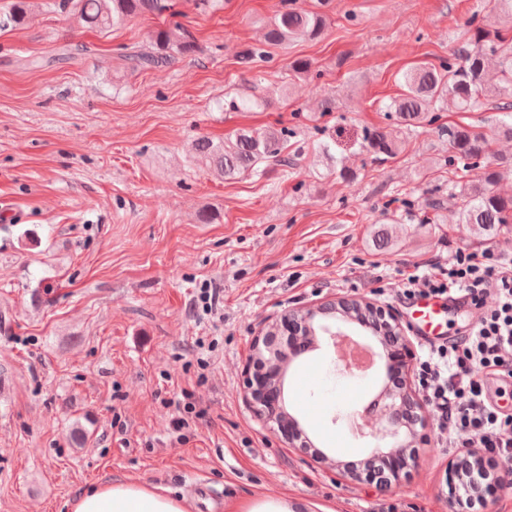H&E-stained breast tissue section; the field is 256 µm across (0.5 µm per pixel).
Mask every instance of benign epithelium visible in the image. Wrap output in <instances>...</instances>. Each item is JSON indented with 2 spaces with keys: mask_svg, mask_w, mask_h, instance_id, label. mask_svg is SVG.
Returning <instances> with one entry per match:
<instances>
[{
  "mask_svg": "<svg viewBox=\"0 0 512 512\" xmlns=\"http://www.w3.org/2000/svg\"><path fill=\"white\" fill-rule=\"evenodd\" d=\"M349 304L364 303L370 309L376 330L391 332L389 336H375L365 346L376 359L382 361L386 375L399 377L395 387L384 386L376 396L372 423L359 431L380 445L370 449L368 461L379 464L380 486L388 491L401 488L409 474L419 465L414 441L407 439V419L413 417L423 423V403L420 400L411 366L410 342L399 316L389 308L365 298H349ZM323 304L293 307L284 310L272 325V330L253 341L252 355L242 390L256 416L289 446L308 449L310 443L300 439L303 434L298 421L284 409L285 377L287 368L302 352L313 347L318 337L308 335L309 325ZM468 471H486V452L482 448L466 450ZM457 482L451 496V512H466L472 503L471 493L481 488L475 480H468L455 462L449 463Z\"/></svg>",
  "mask_w": 512,
  "mask_h": 512,
  "instance_id": "7a95c632",
  "label": "benign epithelium"
}]
</instances>
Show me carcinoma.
<instances>
[{"mask_svg": "<svg viewBox=\"0 0 512 512\" xmlns=\"http://www.w3.org/2000/svg\"><path fill=\"white\" fill-rule=\"evenodd\" d=\"M63 6L72 7L78 19L88 28L106 30L122 25L128 19L143 15L162 14L170 9L169 0H63ZM28 4L21 0L10 13H0V29L18 22L27 13ZM495 8L505 18L506 27L488 30L474 28L468 47L455 51L439 65L412 68L402 75L403 93L386 105L394 120L391 129L371 131L365 148L376 159L385 160L396 155L401 147L400 134L438 120V113L453 104L460 112H473L495 101L496 109L504 112L497 130L512 136V0H495ZM326 24L320 12H308L294 3L283 0V8L268 25L263 40L241 57V64L252 70L269 58L268 48H285L299 36L317 37ZM197 44L191 33L180 25L158 30L152 38L151 49L137 50L126 55L130 68L162 71L180 55L194 53ZM499 59L501 82L490 83L485 77L487 57ZM264 101L256 96L232 97L224 101L229 112L249 111ZM441 134L448 138V166L458 178L452 193L459 204V223L491 232L512 223V197L493 191L499 172L486 158L491 142L486 133L476 126H442ZM288 130L238 129L232 138L214 143L207 137L193 144V158L205 163L226 180L251 172L260 176L263 164L270 161L284 166L293 165V158L283 155V144ZM480 169L473 179L470 174ZM361 321L368 318L364 309L347 310L341 303L325 310L319 319L332 322L341 318Z\"/></svg>", "mask_w": 512, "mask_h": 512, "instance_id": "1", "label": "carcinoma"}]
</instances>
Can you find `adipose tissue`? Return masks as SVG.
Wrapping results in <instances>:
<instances>
[{
  "label": "adipose tissue",
  "instance_id": "adipose-tissue-1",
  "mask_svg": "<svg viewBox=\"0 0 512 512\" xmlns=\"http://www.w3.org/2000/svg\"><path fill=\"white\" fill-rule=\"evenodd\" d=\"M70 512H188L184 497L172 490L127 479H109L77 494Z\"/></svg>",
  "mask_w": 512,
  "mask_h": 512
}]
</instances>
